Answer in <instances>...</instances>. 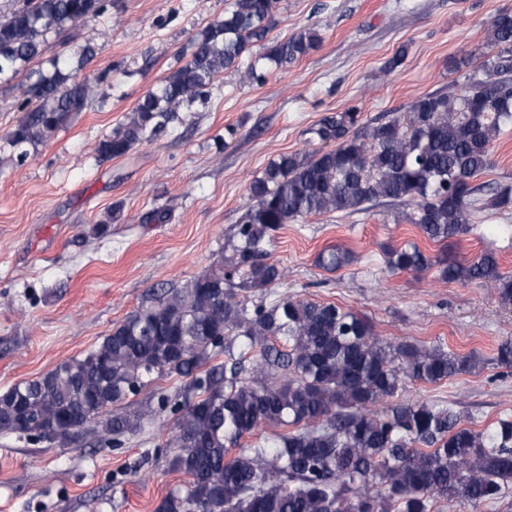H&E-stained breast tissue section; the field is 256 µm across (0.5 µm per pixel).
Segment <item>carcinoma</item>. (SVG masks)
I'll list each match as a JSON object with an SVG mask.
<instances>
[{"label":"carcinoma","mask_w":512,"mask_h":512,"mask_svg":"<svg viewBox=\"0 0 512 512\" xmlns=\"http://www.w3.org/2000/svg\"><path fill=\"white\" fill-rule=\"evenodd\" d=\"M105 9V0H24L0 19V77L27 69L44 34ZM275 0H232L191 57L135 105L99 146L116 158L207 100L227 70H240L251 44L265 39ZM303 29L277 41L244 70L259 80L285 71L316 47ZM487 60L465 76L461 93L418 98L402 118L360 125L354 109L321 119L311 140L334 147L282 154L251 182L253 204L224 241V259L142 307L89 352L43 376L0 391V434L40 438L64 424L117 443L155 418L150 408L109 409L164 378L185 381L182 399L157 393L176 416L171 462L187 477L157 512H433L441 500L476 510L512 495V419L490 430L464 425L451 407L389 404L408 380L436 383L476 366L439 345L386 343L360 314L298 298L254 299L286 277L268 261L285 224L338 211L407 204L404 215L443 251L415 243L390 247L392 272L436 269L444 282H478L512 305V274L487 248L472 260L448 254L485 216L512 206V185L476 184L494 142L512 124V13L491 21ZM96 55L53 62L20 86L18 124L7 145L21 159L93 96L98 78L74 81ZM350 263L343 249L318 256L328 271ZM224 356V361H211ZM270 426L288 432L244 442Z\"/></svg>","instance_id":"cac0c4a2"}]
</instances>
